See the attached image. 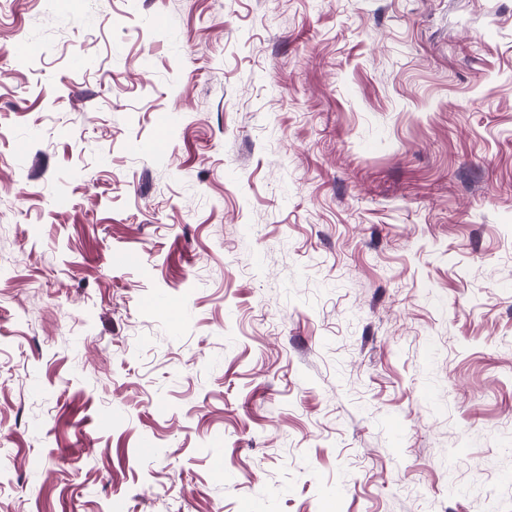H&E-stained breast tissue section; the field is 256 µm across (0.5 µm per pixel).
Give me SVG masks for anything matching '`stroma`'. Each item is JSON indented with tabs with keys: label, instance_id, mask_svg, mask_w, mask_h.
Segmentation results:
<instances>
[{
	"label": "stroma",
	"instance_id": "1",
	"mask_svg": "<svg viewBox=\"0 0 512 512\" xmlns=\"http://www.w3.org/2000/svg\"><path fill=\"white\" fill-rule=\"evenodd\" d=\"M0 512H512V0H0Z\"/></svg>",
	"mask_w": 512,
	"mask_h": 512
}]
</instances>
